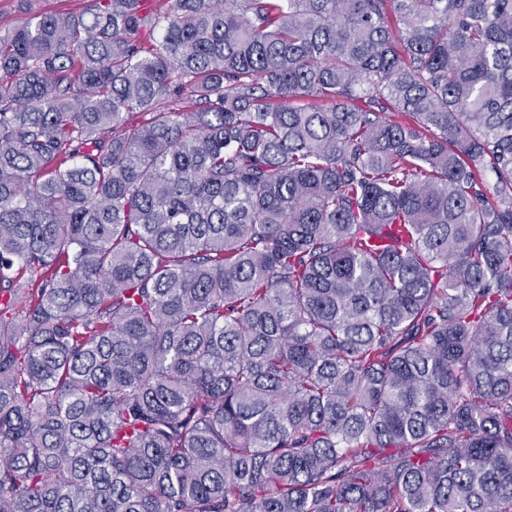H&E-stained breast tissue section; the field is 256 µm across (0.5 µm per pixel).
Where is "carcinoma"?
<instances>
[{
    "label": "carcinoma",
    "mask_w": 512,
    "mask_h": 512,
    "mask_svg": "<svg viewBox=\"0 0 512 512\" xmlns=\"http://www.w3.org/2000/svg\"><path fill=\"white\" fill-rule=\"evenodd\" d=\"M0 512H512V0L0 33Z\"/></svg>",
    "instance_id": "carcinoma-1"
}]
</instances>
